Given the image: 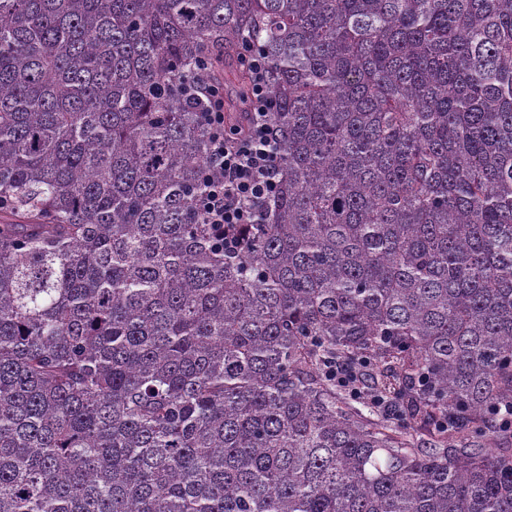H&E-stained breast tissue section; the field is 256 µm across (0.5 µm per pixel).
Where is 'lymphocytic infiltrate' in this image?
<instances>
[{"label":"lymphocytic infiltrate","instance_id":"lymphocytic-infiltrate-1","mask_svg":"<svg viewBox=\"0 0 512 512\" xmlns=\"http://www.w3.org/2000/svg\"><path fill=\"white\" fill-rule=\"evenodd\" d=\"M243 59L254 75L246 134H225L220 87L210 81L201 90L212 104L206 114L212 129L208 165L218 174L202 201L203 215L210 224L260 223L263 207L276 187L281 136L272 121L273 105L265 92L266 64L251 49Z\"/></svg>","mask_w":512,"mask_h":512}]
</instances>
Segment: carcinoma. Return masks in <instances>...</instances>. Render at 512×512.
Listing matches in <instances>:
<instances>
[{
    "label": "carcinoma",
    "instance_id": "carcinoma-1",
    "mask_svg": "<svg viewBox=\"0 0 512 512\" xmlns=\"http://www.w3.org/2000/svg\"><path fill=\"white\" fill-rule=\"evenodd\" d=\"M507 410L512 0H0V512H512ZM243 51V60L254 75L246 134L224 133L223 92L214 81L195 91L212 103L210 112H203L212 129L208 165L219 174L202 201L208 224H259L266 200L276 187L281 136L271 118L274 105L265 92L268 71L264 58L250 44H244Z\"/></svg>",
    "mask_w": 512,
    "mask_h": 512
}]
</instances>
